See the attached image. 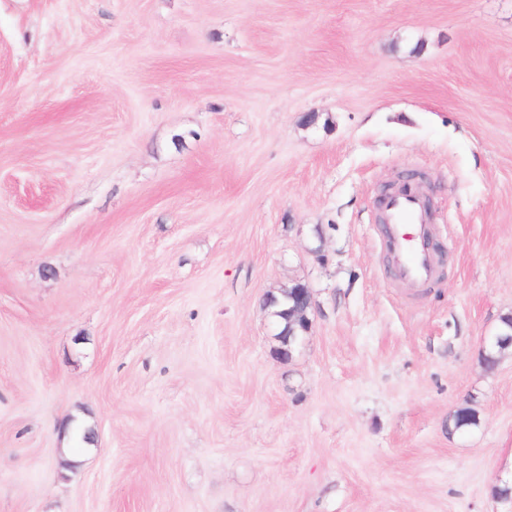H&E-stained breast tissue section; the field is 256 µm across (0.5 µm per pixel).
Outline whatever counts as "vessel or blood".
<instances>
[{
  "label": "vessel or blood",
  "mask_w": 512,
  "mask_h": 512,
  "mask_svg": "<svg viewBox=\"0 0 512 512\" xmlns=\"http://www.w3.org/2000/svg\"><path fill=\"white\" fill-rule=\"evenodd\" d=\"M385 214L384 244L394 275L415 288L430 284L437 264L426 245L431 215L421 197L412 189L395 193L385 204Z\"/></svg>",
  "instance_id": "1"
}]
</instances>
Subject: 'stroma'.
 I'll return each instance as SVG.
<instances>
[{"label": "stroma", "instance_id": "stroma-1", "mask_svg": "<svg viewBox=\"0 0 512 512\" xmlns=\"http://www.w3.org/2000/svg\"><path fill=\"white\" fill-rule=\"evenodd\" d=\"M511 312L512 0H0V512H512ZM385 214L383 241L394 275L415 288L430 284L437 264L426 245L431 215L422 198L413 188L395 193L385 204ZM281 297L280 300L273 292L268 293L264 306L269 310L274 336L280 343L275 347V354L280 360L289 363L306 340L310 328H304L302 322L310 323L308 312L313 307V298L310 288L302 282H297L292 288L285 290ZM285 303H288L287 308L270 310L283 307ZM276 316L280 317V321L273 319ZM297 325H300L302 333L297 332Z\"/></svg>", "mask_w": 512, "mask_h": 512}]
</instances>
